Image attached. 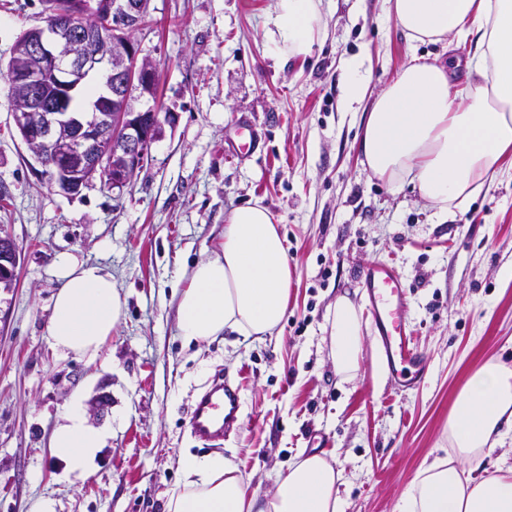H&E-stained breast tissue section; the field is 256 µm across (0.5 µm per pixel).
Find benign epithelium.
<instances>
[{"instance_id": "7a95c632", "label": "benign epithelium", "mask_w": 512, "mask_h": 512, "mask_svg": "<svg viewBox=\"0 0 512 512\" xmlns=\"http://www.w3.org/2000/svg\"><path fill=\"white\" fill-rule=\"evenodd\" d=\"M150 0H68L49 6L44 25L24 32L5 69L11 116L22 140L54 185L76 195L95 178L123 187L142 169L162 134L159 113L136 103L158 95V63L144 52ZM101 76L107 93L93 113L78 116L67 103L76 89ZM17 247L0 237V289L13 288Z\"/></svg>"}]
</instances>
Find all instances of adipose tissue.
Returning a JSON list of instances; mask_svg holds the SVG:
<instances>
[{
  "label": "adipose tissue",
  "mask_w": 512,
  "mask_h": 512,
  "mask_svg": "<svg viewBox=\"0 0 512 512\" xmlns=\"http://www.w3.org/2000/svg\"><path fill=\"white\" fill-rule=\"evenodd\" d=\"M320 0H275L272 39L281 55H309L321 34ZM409 43L475 38L469 69L476 80L451 85L448 68L412 57L374 99L362 119L359 149L365 169L396 186L411 180L447 219L512 155V0H389ZM61 284L53 296L46 334L54 349L95 356L123 315V302L102 267L59 256ZM291 270L270 212L255 204L234 209L224 226L221 253L197 262L180 296L178 330L203 341L231 329L272 334L288 308ZM329 346L337 375L354 379L363 348L362 317L338 297ZM512 422V370L487 364L467 380L448 418L454 458L425 464L404 492L399 512H512V467L480 480L461 477L458 462L500 442ZM110 431L89 424L71 405L56 425L50 448L69 471L84 473L107 445ZM184 482L167 512H344L341 475L317 455L278 475L269 495L250 493L224 456L183 458Z\"/></svg>",
  "instance_id": "obj_1"
}]
</instances>
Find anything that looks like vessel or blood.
<instances>
[{"label": "vessel or blood", "mask_w": 512, "mask_h": 512, "mask_svg": "<svg viewBox=\"0 0 512 512\" xmlns=\"http://www.w3.org/2000/svg\"><path fill=\"white\" fill-rule=\"evenodd\" d=\"M230 146L240 157L258 148V132L248 119H240L234 126ZM357 284L366 297L373 336L383 350L390 382L399 389L420 386L429 362L413 340L401 272L390 263L370 262L358 270ZM239 421L240 386L227 375L216 374L191 407V433L199 441L217 442L237 429Z\"/></svg>", "instance_id": "b4317fda"}]
</instances>
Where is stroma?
<instances>
[{"instance_id":"obj_1","label":"stroma","mask_w":512,"mask_h":512,"mask_svg":"<svg viewBox=\"0 0 512 512\" xmlns=\"http://www.w3.org/2000/svg\"><path fill=\"white\" fill-rule=\"evenodd\" d=\"M274 0H151L138 38L159 63V106L173 115L147 165L123 188L93 182L57 191L22 141L0 76V227L16 242L14 288L0 290V512H167L181 461L231 460L256 494L301 451L341 478L345 512H398L425 462L451 455L448 417L487 362L512 368V170L438 219L413 184L392 189L364 170L363 112L411 56L452 59L466 82L471 42L409 44L386 0H321L326 35L306 57L282 58L270 36ZM41 0H0V63L43 21ZM361 63L367 98L346 103V72ZM260 137L244 158L228 151L240 117ZM271 213L292 272L286 314L270 336L185 344L177 305L183 273L220 253L234 208ZM67 254L101 266L125 301L96 357L52 348L46 326ZM386 261L408 289L424 383L399 390L364 325L361 369L341 380L329 355L337 297L357 306L360 267ZM241 387L242 420L222 444L194 439L188 408L217 371ZM112 436L95 467L66 475L50 435L74 398ZM106 399L104 411L93 404Z\"/></svg>"}]
</instances>
